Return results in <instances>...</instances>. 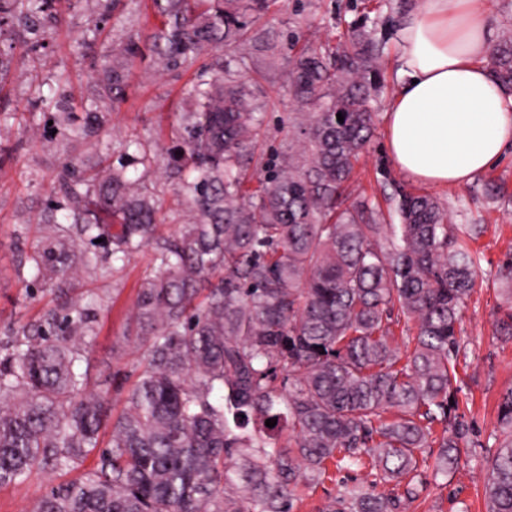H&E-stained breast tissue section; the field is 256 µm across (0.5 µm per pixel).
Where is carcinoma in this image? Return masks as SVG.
Returning <instances> with one entry per match:
<instances>
[{
	"instance_id": "carcinoma-1",
	"label": "carcinoma",
	"mask_w": 512,
	"mask_h": 512,
	"mask_svg": "<svg viewBox=\"0 0 512 512\" xmlns=\"http://www.w3.org/2000/svg\"><path fill=\"white\" fill-rule=\"evenodd\" d=\"M54 2L0 0V84L12 50L4 30L46 55ZM151 3L157 24L147 41L130 35L113 50L83 123L69 112L54 123L69 139L98 135L99 102L125 100L137 57L167 72L196 64L169 144L160 156L152 141L126 139L116 165H65L58 192L71 227L59 228L48 205L27 256L33 277L73 288L80 272L152 248L154 272L128 325L143 360L96 466L51 489L35 512H294L295 490L324 484L330 464L369 467L375 479L344 486L321 512H406L428 474L457 469L471 431L458 367L462 313L483 281L468 244L477 225L448 223L437 200L401 185L389 196L398 224L377 223L375 201L349 198L379 79V49L364 34L332 59L312 47L290 53L300 111L288 121L301 149L273 150L252 173L263 103L243 50L260 41L251 24L279 0ZM492 76L512 87L511 38ZM159 166L188 217L172 238L158 234L167 216L144 184ZM99 238L110 252L94 249ZM494 284L498 332L512 341L511 259ZM93 334L82 295L66 294L0 346V485L74 468L98 446L106 397L80 368ZM495 442L488 512H512V387L498 402Z\"/></svg>"
}]
</instances>
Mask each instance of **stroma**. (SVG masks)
Listing matches in <instances>:
<instances>
[{"label":"stroma","instance_id":"1","mask_svg":"<svg viewBox=\"0 0 512 512\" xmlns=\"http://www.w3.org/2000/svg\"><path fill=\"white\" fill-rule=\"evenodd\" d=\"M410 0H281L259 21L278 46L276 54L247 51L249 70L260 72L269 93L264 108L261 148L287 143L293 130L288 115L297 104L287 88L285 49L298 39L326 53L348 41L354 31L369 34L382 47L381 82L371 100L376 126L372 140L362 150L349 190L352 195L380 198L385 181L431 195L447 209L454 224L481 225L472 246L482 256L485 273L496 274L512 256V152L491 169L462 186L441 188L416 182L392 165L385 142V111L397 82L398 46L393 39L400 16ZM60 24L47 29V59L36 63L16 38L7 63L4 88L0 89V113L22 119L28 133L0 130V149L8 158L0 164V343L7 342L23 326L38 321L59 301L58 288L35 281L22 259L39 239L38 224L66 162L78 157L85 166H96L111 155L116 138H156L168 129L184 86L193 70L160 72L150 59H136L131 67L125 102L111 114L109 130L86 145L75 144L52 132L49 118L53 103L65 99L75 120H82L86 99L95 97L96 73L109 60L113 47L128 35L148 37L144 4L126 0L114 21L108 22L96 40L88 34L95 19L106 10L104 0H56ZM503 186L505 197L486 194V183ZM153 251L146 248L126 262L103 263L83 272L80 291L95 314V333L82 348L89 385L107 390L109 416L120 414L126 391L139 370L142 348L126 335V319L142 279L153 272ZM500 298L494 288L476 289L463 312L462 328L466 360L459 366L462 395L468 400L467 417L473 432L462 450L461 462L448 478L429 481L409 512H487L484 481L489 460L496 450V404L512 386V342L496 333L495 318ZM79 476L75 470L37 471L25 481L0 487V512H34L53 487ZM369 469H343L313 489L299 488L295 512H319L323 502L345 485L370 481Z\"/></svg>","mask_w":512,"mask_h":512}]
</instances>
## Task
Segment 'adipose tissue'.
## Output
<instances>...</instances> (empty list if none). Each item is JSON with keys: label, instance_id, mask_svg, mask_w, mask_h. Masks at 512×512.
I'll return each instance as SVG.
<instances>
[{"label": "adipose tissue", "instance_id": "obj_1", "mask_svg": "<svg viewBox=\"0 0 512 512\" xmlns=\"http://www.w3.org/2000/svg\"><path fill=\"white\" fill-rule=\"evenodd\" d=\"M397 41L399 82L386 111L392 163L432 187L492 168L512 148V97L486 64V0H413Z\"/></svg>", "mask_w": 512, "mask_h": 512}]
</instances>
